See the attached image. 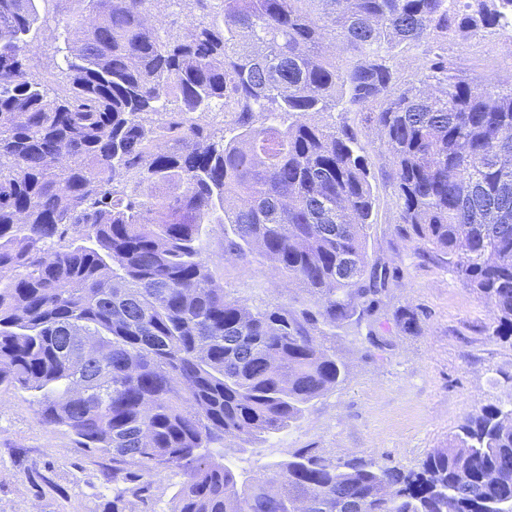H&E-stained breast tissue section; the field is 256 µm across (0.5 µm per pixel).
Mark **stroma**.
<instances>
[{"instance_id": "stroma-1", "label": "stroma", "mask_w": 512, "mask_h": 512, "mask_svg": "<svg viewBox=\"0 0 512 512\" xmlns=\"http://www.w3.org/2000/svg\"><path fill=\"white\" fill-rule=\"evenodd\" d=\"M63 39L58 15L46 14L30 66L53 88L61 81ZM448 54L478 76L512 71V38L505 35L455 37ZM374 194L367 252L370 262L392 275L380 311V334L389 346L377 349L356 330L336 327V353L349 369L345 381L313 400L289 431L224 447L225 462L238 473L263 470L298 448L416 468L447 446L464 417L512 400V345L488 335L491 304L466 287L442 256L399 233L397 202L384 181H377ZM205 230L211 273L240 304L253 309L305 300L299 285L280 281L271 263L225 256L220 225ZM402 306L420 315L416 334L395 327L393 313ZM111 468L107 457L77 447L65 428L41 424L30 392L0 396V512H102L112 498L103 480Z\"/></svg>"}]
</instances>
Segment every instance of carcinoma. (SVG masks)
Masks as SVG:
<instances>
[{"instance_id":"carcinoma-1","label":"carcinoma","mask_w":512,"mask_h":512,"mask_svg":"<svg viewBox=\"0 0 512 512\" xmlns=\"http://www.w3.org/2000/svg\"><path fill=\"white\" fill-rule=\"evenodd\" d=\"M62 1L55 90L29 73L35 0H0V396L34 393L41 423L112 457L104 512L130 498L154 512L166 471L183 477L169 512L512 508V401L464 418L415 469L298 448L241 482L214 460L343 381L325 328L386 346L374 174L348 113L390 156L400 223L512 343V75L477 79L448 56L450 37L512 35V0H194L176 34L148 20L161 0H40ZM411 48L420 71L400 84L393 60ZM203 224L310 302L239 304L214 284Z\"/></svg>"}]
</instances>
